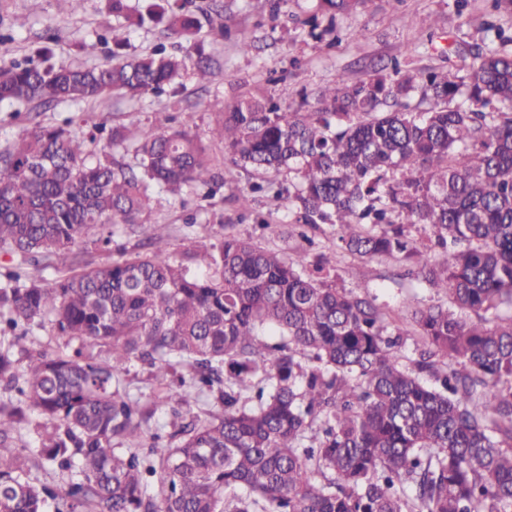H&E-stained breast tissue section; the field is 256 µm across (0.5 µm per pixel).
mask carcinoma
Listing matches in <instances>:
<instances>
[{
  "instance_id": "obj_1",
  "label": "carcinoma",
  "mask_w": 512,
  "mask_h": 512,
  "mask_svg": "<svg viewBox=\"0 0 512 512\" xmlns=\"http://www.w3.org/2000/svg\"><path fill=\"white\" fill-rule=\"evenodd\" d=\"M195 0H148L100 36L117 47L123 30L163 22L182 37L215 26ZM360 0H315L310 29L334 30ZM498 46L460 47L474 62L418 75L394 62L354 83L340 81L288 111L257 93L232 107L214 99L213 138L250 191L288 199L293 224L336 227V247L358 258L414 262L428 288L476 319L439 305L415 324L429 349L402 363L400 329L387 333L372 301L338 288L307 257H284L220 234L201 247L188 237L184 261L138 252L91 266L89 231L124 224L142 246L162 236L143 224L186 189L210 196L211 159L189 132L159 123L95 126L84 137L36 124L0 153V243L44 260L64 255L77 272L48 283L19 267L0 280V382L19 405L0 401V512H224V490L244 487L231 512H512V34L491 22ZM0 66V106L45 110L112 91L160 97L186 59L159 46L98 68ZM205 82L214 61L197 50ZM107 139L133 147L137 164L93 156ZM288 172L292 191L269 171ZM426 224L432 263L407 230ZM77 340L74 354L32 355V329ZM105 347L93 362L84 351ZM26 355L23 370L15 353ZM454 363L447 372L433 358ZM152 369L165 392L167 442L144 427L150 414L122 387L130 361ZM176 366L188 368L179 389ZM435 380L426 385L418 372ZM205 395L224 412L187 410ZM39 412L38 448L62 489L25 478L15 445L24 409Z\"/></svg>"
}]
</instances>
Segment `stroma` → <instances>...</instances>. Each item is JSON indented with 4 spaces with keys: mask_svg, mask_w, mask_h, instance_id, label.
Masks as SVG:
<instances>
[{
    "mask_svg": "<svg viewBox=\"0 0 512 512\" xmlns=\"http://www.w3.org/2000/svg\"><path fill=\"white\" fill-rule=\"evenodd\" d=\"M219 4L225 35L200 34L206 54L219 64L209 82H198L189 68L173 91L159 98L137 100L110 94L95 102L63 105L35 117L28 106L6 107L0 109V151L17 142L37 122L65 123L78 135L103 122L140 127L166 122L186 128L206 141L215 159L214 194L203 199L190 193L164 208L143 213L144 223L164 227V235L156 244L164 257L181 261L189 237L206 246L217 243L224 222L232 225L236 236L285 254L304 251L313 262L327 257L336 286L374 300L390 312L404 333V355L417 357L427 344L415 330L413 313L442 304L443 296L421 287L419 270L411 263L391 257L362 262L348 255L337 248L332 230L316 234L310 244L297 236L284 238L287 209L269 210L261 198L241 202L250 182L246 173L225 182L228 158L223 144L209 138L214 116L207 103L220 98L230 106L241 92L258 87L292 107L301 94L312 95L343 80L358 81L394 57L404 69L431 71L444 66L441 49L449 40L472 45L493 39V32L482 28L488 19L512 31V13L489 14L486 0H467L463 6L457 0H365L356 10L337 17L334 32L314 36L303 24L313 7L312 0H282L278 5L273 0H219ZM116 23L112 0H85L72 14L60 12L58 0H0V31L14 37L4 55L8 62L35 56L48 44L54 51L53 63L90 68L115 55L124 59L148 53L161 44L170 48L178 44L164 25L149 23L128 31L123 49L96 46L98 34ZM243 38L251 42L250 51L240 50ZM90 43L95 44V51H87ZM178 45L183 53L193 54V42L185 40ZM123 379L129 393L151 411L149 427L168 434L166 415L154 408L156 384L148 369L131 362ZM39 419L37 411L26 410L16 431L19 452L26 459V474L31 481L58 484L61 474L40 459L30 433Z\"/></svg>",
    "mask_w": 512,
    "mask_h": 512,
    "instance_id": "obj_1",
    "label": "stroma"
}]
</instances>
